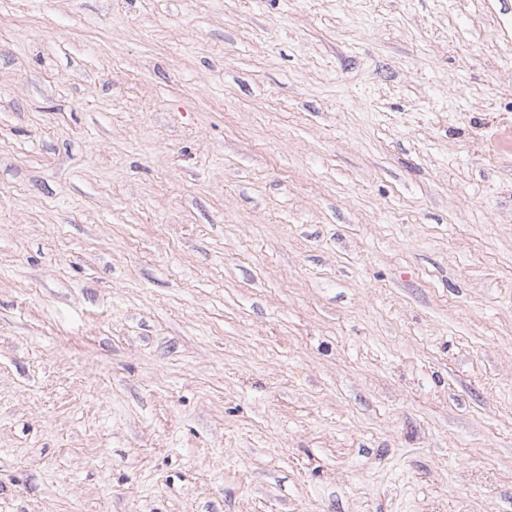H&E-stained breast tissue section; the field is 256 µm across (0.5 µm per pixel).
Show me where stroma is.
I'll return each mask as SVG.
<instances>
[{
	"instance_id": "1",
	"label": "stroma",
	"mask_w": 512,
	"mask_h": 512,
	"mask_svg": "<svg viewBox=\"0 0 512 512\" xmlns=\"http://www.w3.org/2000/svg\"><path fill=\"white\" fill-rule=\"evenodd\" d=\"M0 512H512V0H0Z\"/></svg>"
}]
</instances>
